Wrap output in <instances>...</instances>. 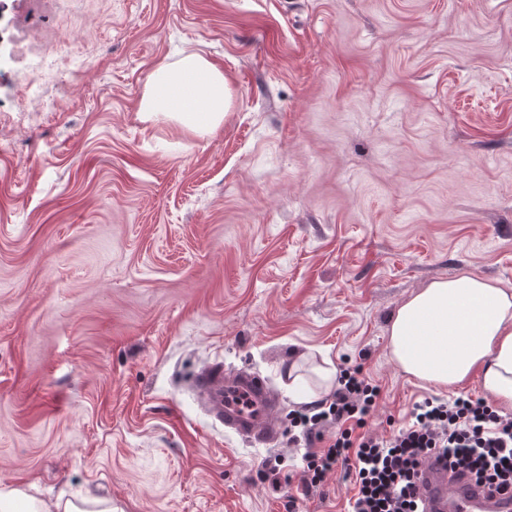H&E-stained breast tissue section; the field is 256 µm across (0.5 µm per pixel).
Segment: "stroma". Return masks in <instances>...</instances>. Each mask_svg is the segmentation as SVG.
I'll return each mask as SVG.
<instances>
[{
	"instance_id": "stroma-1",
	"label": "stroma",
	"mask_w": 512,
	"mask_h": 512,
	"mask_svg": "<svg viewBox=\"0 0 512 512\" xmlns=\"http://www.w3.org/2000/svg\"><path fill=\"white\" fill-rule=\"evenodd\" d=\"M70 55L0 90V486L114 512H347L306 485L322 439L224 429L190 381L361 364L390 434L414 402L481 396L391 360L399 305L438 279L512 289V0H0ZM201 53L230 107L198 134L140 111Z\"/></svg>"
}]
</instances>
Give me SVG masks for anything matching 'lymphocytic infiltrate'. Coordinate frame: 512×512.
<instances>
[{
	"mask_svg": "<svg viewBox=\"0 0 512 512\" xmlns=\"http://www.w3.org/2000/svg\"><path fill=\"white\" fill-rule=\"evenodd\" d=\"M378 386L361 369H343L326 411L289 415L304 435L336 425L326 446L304 456L306 481L316 486L336 469L353 480L350 512H421L414 473L430 456L466 470L489 486L512 488V417L483 398L458 397L415 404L410 422L390 436L368 435L364 427L377 408Z\"/></svg>",
	"mask_w": 512,
	"mask_h": 512,
	"instance_id": "lymphocytic-infiltrate-1",
	"label": "lymphocytic infiltrate"
}]
</instances>
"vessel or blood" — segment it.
<instances>
[{
    "mask_svg": "<svg viewBox=\"0 0 512 512\" xmlns=\"http://www.w3.org/2000/svg\"><path fill=\"white\" fill-rule=\"evenodd\" d=\"M192 387L225 429L265 443L280 438L278 398L259 375L240 371L228 377L215 363L194 374ZM415 483L423 512H512L511 491L492 490L433 457L421 462Z\"/></svg>",
    "mask_w": 512,
    "mask_h": 512,
    "instance_id": "vessel-or-blood-1",
    "label": "vessel or blood"
}]
</instances>
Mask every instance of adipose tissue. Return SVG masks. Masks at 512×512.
<instances>
[{"label":"adipose tissue","mask_w":512,"mask_h":512,"mask_svg":"<svg viewBox=\"0 0 512 512\" xmlns=\"http://www.w3.org/2000/svg\"><path fill=\"white\" fill-rule=\"evenodd\" d=\"M230 97L223 71L192 53L149 72L141 110L212 131ZM389 346L400 369L419 381L451 387L476 375L488 396L512 405V290L496 282L464 275L428 283L398 307Z\"/></svg>","instance_id":"ef3b65f1"}]
</instances>
